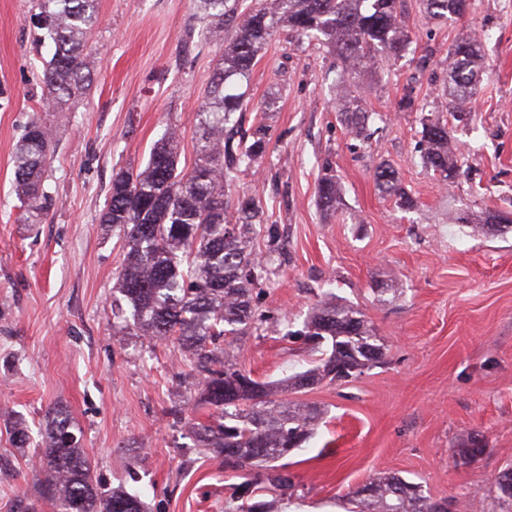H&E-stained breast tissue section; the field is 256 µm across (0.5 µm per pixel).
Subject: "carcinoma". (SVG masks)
Returning <instances> with one entry per match:
<instances>
[{
    "instance_id": "carcinoma-1",
    "label": "carcinoma",
    "mask_w": 512,
    "mask_h": 512,
    "mask_svg": "<svg viewBox=\"0 0 512 512\" xmlns=\"http://www.w3.org/2000/svg\"><path fill=\"white\" fill-rule=\"evenodd\" d=\"M210 23L202 29L206 41L228 42L224 58L201 102L198 161L179 167L180 134L172 125L152 145L141 169H126L112 178L110 198L100 216L104 228L123 240V259L113 300L122 329L156 340L175 338L195 373L199 387L192 409H205L208 419L191 431L199 447L221 460L229 484L224 512H270L261 500L267 491L290 497L297 491L288 464H277L314 434L323 412L282 397L323 382L335 383L360 375L383 355L384 344L365 318L350 304L327 292L310 309L299 334L327 353L311 369L279 383L260 382L251 373L227 363V340L260 329L262 315L254 293L270 281L268 263L276 251L268 237L266 253L254 242L266 229L265 206L258 195L237 199L229 211L225 190L258 163L270 144L264 125L245 127L237 86L249 78L256 58L273 33L283 27L298 37H314L331 48L352 74L377 57L400 58L410 36L398 16L399 0H257L248 12H238V0H200ZM431 19L463 15L469 0H421ZM43 35L54 46L43 64L42 105L57 111L76 102V94L93 80L95 57L87 37L100 23L97 0H32ZM480 41L464 34L448 54V99L456 107L479 95ZM54 148L52 130L34 117L14 149V191L32 219L44 209L41 181ZM420 159L446 185L462 170L451 144L448 126L423 122ZM315 194L318 208L328 214L340 201V183L323 164ZM379 189L408 206L411 198L395 170L386 163L375 168ZM456 224H468L486 234L500 224H512V212L482 215L459 213ZM130 317H123V306ZM73 428L70 415L55 408L46 416L42 433V498L52 512H72L77 500L84 512H146L139 494L123 487L100 486L91 461L78 440L66 444L63 434ZM470 463L485 448L470 439L456 449ZM512 480V465L490 483L498 504L512 512L502 480ZM439 502L423 494L422 486L395 474H380L351 493L346 512H439Z\"/></svg>"
}]
</instances>
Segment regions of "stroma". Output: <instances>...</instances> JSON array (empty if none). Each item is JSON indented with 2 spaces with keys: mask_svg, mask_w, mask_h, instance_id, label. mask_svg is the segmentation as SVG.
I'll return each mask as SVG.
<instances>
[{
  "mask_svg": "<svg viewBox=\"0 0 512 512\" xmlns=\"http://www.w3.org/2000/svg\"><path fill=\"white\" fill-rule=\"evenodd\" d=\"M90 42L97 73L75 106L43 113L54 129L39 220L17 206L13 151L40 111L46 48L30 0H0V512L39 499L37 450L51 409L65 408L103 483L141 493L148 512H224V470L189 434L196 381L177 344L131 336L112 315L120 242L99 216L113 175L145 165L168 123L195 158V114L224 53L204 41L198 0H98ZM411 37L399 60L367 65L349 82L371 113L365 139L340 112L346 83L328 48L278 31L244 93L246 122L271 137L260 166L229 195L259 194L278 240L276 272L258 299V333L229 359L261 381L306 370L321 349L291 343L325 291L360 309L384 342L379 363L296 401L325 416L287 461L300 488L273 512H343L342 501L381 473L420 484L463 512H500L489 481L512 464V228L472 235L449 214L512 212V0H471L465 16L427 20L403 0ZM483 42L481 93L464 118L444 93L448 51L462 34ZM414 107H404L407 93ZM447 123L462 173L442 184L418 152L423 118ZM330 163L342 187L323 215L315 185ZM397 170L415 200L400 208L373 170ZM24 421L31 439L15 447ZM477 437L483 456L455 451Z\"/></svg>",
  "mask_w": 512,
  "mask_h": 512,
  "instance_id": "1",
  "label": "stroma"
}]
</instances>
